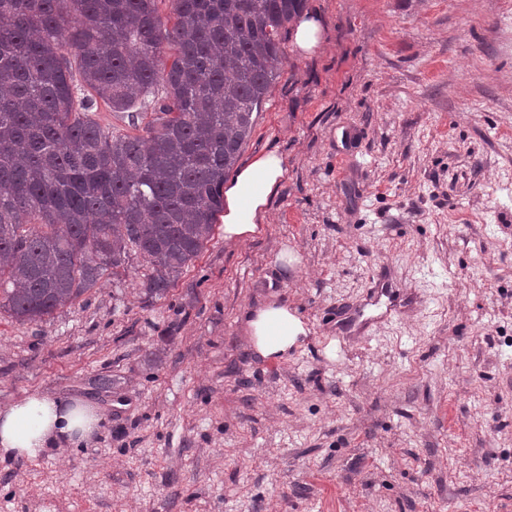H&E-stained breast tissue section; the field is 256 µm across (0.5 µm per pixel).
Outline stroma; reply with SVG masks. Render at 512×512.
I'll list each match as a JSON object with an SVG mask.
<instances>
[{
  "instance_id": "1",
  "label": "stroma",
  "mask_w": 512,
  "mask_h": 512,
  "mask_svg": "<svg viewBox=\"0 0 512 512\" xmlns=\"http://www.w3.org/2000/svg\"><path fill=\"white\" fill-rule=\"evenodd\" d=\"M239 164L285 176L166 298L130 256L74 305L0 314V407L76 398L91 441L0 462V512H512V0H309ZM291 262H283L282 253ZM384 274L415 299L367 308ZM288 306L286 358L246 314ZM321 21L311 14L296 18L293 30V45L300 55H311L323 45ZM246 324L251 344L263 358L282 357L300 336L306 335L302 321L285 306L269 304L249 312Z\"/></svg>"
}]
</instances>
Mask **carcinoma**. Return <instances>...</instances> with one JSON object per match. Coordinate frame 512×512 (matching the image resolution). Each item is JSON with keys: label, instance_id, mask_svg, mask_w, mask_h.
Listing matches in <instances>:
<instances>
[{"label": "carcinoma", "instance_id": "obj_1", "mask_svg": "<svg viewBox=\"0 0 512 512\" xmlns=\"http://www.w3.org/2000/svg\"><path fill=\"white\" fill-rule=\"evenodd\" d=\"M305 5L0 0V310L40 321L132 252L143 302L164 298L210 239ZM100 101L141 133L103 128Z\"/></svg>", "mask_w": 512, "mask_h": 512}]
</instances>
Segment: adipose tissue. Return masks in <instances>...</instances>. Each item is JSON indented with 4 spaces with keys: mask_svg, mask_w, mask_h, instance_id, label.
<instances>
[{
    "mask_svg": "<svg viewBox=\"0 0 512 512\" xmlns=\"http://www.w3.org/2000/svg\"><path fill=\"white\" fill-rule=\"evenodd\" d=\"M285 175L283 158L274 151L257 155L224 186V238H254L267 220L269 202ZM251 344L264 358L286 355L306 330L287 307L273 304L246 316ZM101 416L81 401L65 403L34 394L0 409V461L35 458L49 448L87 441Z\"/></svg>",
    "mask_w": 512,
    "mask_h": 512,
    "instance_id": "obj_1",
    "label": "adipose tissue"
}]
</instances>
